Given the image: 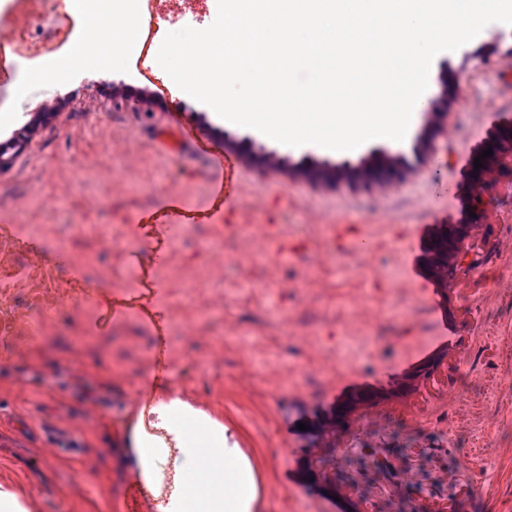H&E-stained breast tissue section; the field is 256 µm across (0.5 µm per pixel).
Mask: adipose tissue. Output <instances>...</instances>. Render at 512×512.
Listing matches in <instances>:
<instances>
[{
  "mask_svg": "<svg viewBox=\"0 0 512 512\" xmlns=\"http://www.w3.org/2000/svg\"><path fill=\"white\" fill-rule=\"evenodd\" d=\"M91 36L67 67L38 72L40 80L66 83L71 70L92 66L110 74L139 38V20L125 14L115 23L106 17L91 21ZM131 444L136 476L157 498V512H252L256 499L257 461L228 445L226 429L178 399L161 401L140 413ZM177 455L169 486H162L156 462Z\"/></svg>",
  "mask_w": 512,
  "mask_h": 512,
  "instance_id": "ef3b65f1",
  "label": "adipose tissue"
}]
</instances>
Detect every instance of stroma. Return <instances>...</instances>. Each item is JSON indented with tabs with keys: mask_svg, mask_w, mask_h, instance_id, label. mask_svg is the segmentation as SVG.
<instances>
[{
	"mask_svg": "<svg viewBox=\"0 0 512 512\" xmlns=\"http://www.w3.org/2000/svg\"><path fill=\"white\" fill-rule=\"evenodd\" d=\"M431 69L427 96L439 76L461 84L446 133L420 121L403 141L346 154L279 145L289 174L242 161L228 213L210 204L208 157L174 146L170 102L128 64L105 78L77 71L63 88L35 82L23 97L5 86L0 144L22 129L29 142L0 171V486L29 512H127L132 425L171 396L259 451L254 512H512V181L488 187L477 266L453 285L433 287L422 252L409 249L422 231L466 222L471 157L496 124L512 123V25L489 24ZM376 147L407 169L375 191L308 172L310 159L356 165ZM175 197L207 223L155 234L146 214L166 213ZM249 224L268 227L256 263L275 264L278 284L234 266L206 282ZM283 224L343 228V257L329 260L326 242L300 232L284 239ZM366 234L421 315L393 307L383 270L349 276L352 242ZM112 304L126 314L112 317ZM354 324L388 349L401 336L419 343L372 369L320 353ZM430 357L437 370L418 375ZM362 389L382 397L345 431L302 437L301 415ZM73 433L80 452L54 456ZM310 466L322 487L304 481Z\"/></svg>",
	"mask_w": 512,
	"mask_h": 512,
	"instance_id": "stroma-1",
	"label": "stroma"
}]
</instances>
